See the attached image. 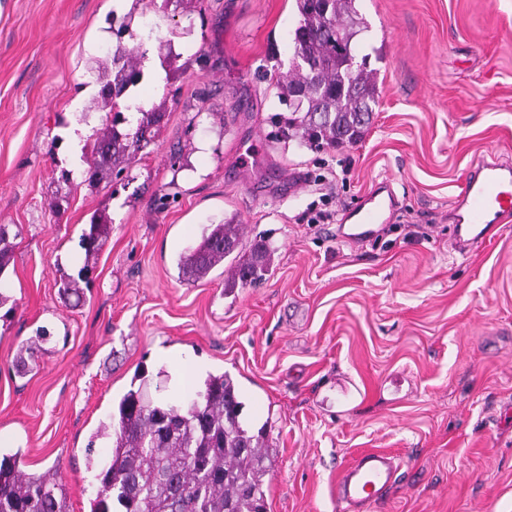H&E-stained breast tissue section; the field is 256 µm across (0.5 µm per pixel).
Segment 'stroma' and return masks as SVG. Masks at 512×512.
Returning a JSON list of instances; mask_svg holds the SVG:
<instances>
[{
	"label": "stroma",
	"mask_w": 512,
	"mask_h": 512,
	"mask_svg": "<svg viewBox=\"0 0 512 512\" xmlns=\"http://www.w3.org/2000/svg\"><path fill=\"white\" fill-rule=\"evenodd\" d=\"M379 97L361 142L315 152L271 138L293 0H0V456L58 469L90 512L107 440L94 434L137 374L229 373L274 462L268 512H341L337 472L359 451L401 457L376 512H512V222L474 251L452 213L481 160L512 162V0H356ZM151 24L155 39L143 36ZM127 25L122 40L113 25ZM158 61L131 100L163 113L120 182L85 181L98 91L116 43ZM69 181H62V172ZM390 183L392 220L364 245L347 208ZM111 231L94 261L81 235ZM319 212L326 224L312 223ZM235 217L273 270L225 290L187 284L180 253ZM91 264L84 298L62 279ZM37 352L18 368L17 348ZM110 220L105 214H93L88 228L82 233L81 244L85 250V259L94 258L105 243L109 232Z\"/></svg>",
	"instance_id": "stroma-1"
}]
</instances>
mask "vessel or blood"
<instances>
[{
	"label": "vessel or blood",
	"mask_w": 512,
	"mask_h": 512,
	"mask_svg": "<svg viewBox=\"0 0 512 512\" xmlns=\"http://www.w3.org/2000/svg\"><path fill=\"white\" fill-rule=\"evenodd\" d=\"M395 198L388 184H380L347 212L344 240L368 242L375 225L384 223ZM455 243L459 248L482 244L494 225L512 220V165L484 162L466 180L457 205ZM402 461L396 455L370 450L356 456L336 475L334 491L346 512H369L398 480Z\"/></svg>",
	"instance_id": "vessel-or-blood-1"
}]
</instances>
